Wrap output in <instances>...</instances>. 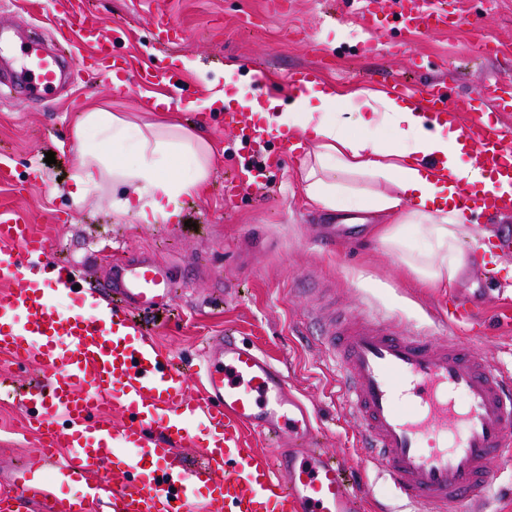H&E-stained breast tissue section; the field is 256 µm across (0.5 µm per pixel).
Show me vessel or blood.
<instances>
[{"mask_svg":"<svg viewBox=\"0 0 512 512\" xmlns=\"http://www.w3.org/2000/svg\"><path fill=\"white\" fill-rule=\"evenodd\" d=\"M395 2L394 12L363 9L367 38L360 51L370 53L372 35L388 28L427 36L453 21L444 0ZM69 29L91 47L76 57V70L119 76L127 89L180 87L176 65L134 70L93 24L74 16ZM61 80L57 57L32 45L20 69L0 65V84L44 103ZM393 88L431 120L470 113L467 135L486 182L459 187L455 203L490 218L511 213L512 136L485 114L512 112V79L498 78L478 101L457 104L435 82ZM224 125L247 154L230 190L251 193L265 176L258 158L273 144L289 151L288 138L275 123L241 110L225 112ZM47 251L23 217L0 209V349L53 370L22 405L30 422L47 431L51 444L40 459L55 483H84L85 499H108L112 512H358L353 483L316 437L314 411L289 394L285 373L258 349L233 335L212 337L202 358L203 395L188 396L191 371L162 353L137 321L167 309L176 286L170 267L137 257L114 265L96 285L67 267L54 278L28 279V272L44 268ZM100 294L111 301L109 312L91 304ZM313 321L342 371V398L361 422L362 459L397 498L416 512H490L489 464L512 458V372L490 365L453 335L435 341L381 320L319 313ZM107 404L125 413L121 428L100 416ZM246 429L272 441L273 456L248 448ZM201 436L205 461L188 468L175 449ZM117 441L137 456L100 474ZM64 446L71 454L63 459ZM42 495L52 496L50 486L32 487L27 471L15 474L13 501ZM52 498L54 512H74L67 498Z\"/></svg>","mask_w":512,"mask_h":512,"instance_id":"obj_1","label":"vessel or blood"}]
</instances>
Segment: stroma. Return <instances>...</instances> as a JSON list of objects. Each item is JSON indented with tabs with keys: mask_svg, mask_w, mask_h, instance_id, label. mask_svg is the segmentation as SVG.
<instances>
[{
	"mask_svg": "<svg viewBox=\"0 0 512 512\" xmlns=\"http://www.w3.org/2000/svg\"><path fill=\"white\" fill-rule=\"evenodd\" d=\"M16 9L0 0V21L23 28L29 40L58 47L69 5L82 8L101 33L115 37L116 51L140 67L161 69L187 61L181 89L166 94L132 90L116 94L109 83L77 78L74 96L35 104L0 94V153L11 178L0 177V209L26 212L51 242L49 260L76 265L90 281L103 280L115 260L143 255L179 273L204 268L210 275L179 284L169 311L150 319L154 342L183 366L195 365L205 341L231 330L253 342L288 376V389L318 413V437L357 486L360 512H379L391 503L392 488L373 467L360 463V423L345 406L337 372L325 346L305 336V323L321 296L353 315L395 319L409 330L436 336L456 333L496 366L512 365V254L498 255V270L473 260L450 288H418L397 258L372 239L374 217L365 214L354 238L333 249L316 240L335 216L317 209L298 179L299 158L271 147L266 155L269 184L235 199L225 180L242 155L224 115L212 98L236 82L242 96L288 99L289 71L320 68L322 77L347 86H380L397 77L411 83L440 80L449 100L476 98L497 77L512 76V0H460L463 24L412 38L413 58L395 57L390 43L399 29L379 32L375 51L361 54L363 38L357 0H293L277 14L272 0H24ZM168 12L182 27V40L161 46L153 38V13ZM482 24L502 44L493 58L469 52ZM172 96L176 116L213 141L209 191L183 199L179 224L115 222L111 191L74 199L78 156L72 131L79 112L96 101L114 112H150ZM56 161L45 164L46 152ZM48 370L18 364L0 351V490L12 473L32 466L41 446L28 428L19 396L46 383Z\"/></svg>",
	"mask_w": 512,
	"mask_h": 512,
	"instance_id": "obj_1",
	"label": "stroma"
}]
</instances>
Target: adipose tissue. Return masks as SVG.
<instances>
[{
  "label": "adipose tissue",
  "instance_id": "obj_1",
  "mask_svg": "<svg viewBox=\"0 0 512 512\" xmlns=\"http://www.w3.org/2000/svg\"><path fill=\"white\" fill-rule=\"evenodd\" d=\"M258 118L307 138L301 183L307 198L326 212L363 210L389 216L377 240L427 288L452 286L472 260L463 245L470 214L454 203L457 187L484 176L462 124H429L421 107L383 87L340 89L308 82L291 110L270 115L251 102ZM357 112L361 124L387 127L388 144L353 135L343 111ZM73 140L79 156L75 199L113 186L112 213L139 224H177L181 198L208 190L216 149L202 134L168 115L138 123L105 107L81 113ZM420 245H412L410 232Z\"/></svg>",
  "mask_w": 512,
  "mask_h": 512
}]
</instances>
